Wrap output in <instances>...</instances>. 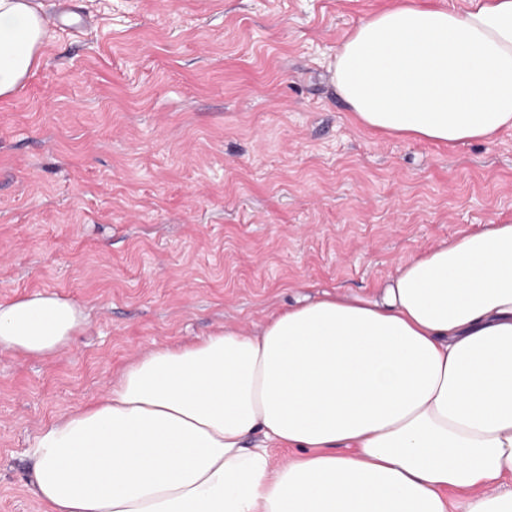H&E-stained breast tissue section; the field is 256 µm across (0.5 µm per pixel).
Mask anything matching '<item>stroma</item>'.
<instances>
[{
    "label": "stroma",
    "mask_w": 512,
    "mask_h": 512,
    "mask_svg": "<svg viewBox=\"0 0 512 512\" xmlns=\"http://www.w3.org/2000/svg\"><path fill=\"white\" fill-rule=\"evenodd\" d=\"M396 0H73L0 99V302L86 321L59 353L0 351V512L31 492L40 428L155 349L254 331L323 293L512 224V129L441 145L363 126L336 50Z\"/></svg>",
    "instance_id": "obj_1"
}]
</instances>
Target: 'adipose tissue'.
Returning <instances> with one entry per match:
<instances>
[{"mask_svg":"<svg viewBox=\"0 0 512 512\" xmlns=\"http://www.w3.org/2000/svg\"><path fill=\"white\" fill-rule=\"evenodd\" d=\"M48 38L32 0H0V97ZM334 80L383 134L512 129V0H400L342 43ZM84 320L54 294L0 304V350L53 354ZM271 442L296 457L273 464ZM31 458L49 512H512V224L408 259L380 299L326 293L158 348Z\"/></svg>","mask_w":512,"mask_h":512,"instance_id":"adipose-tissue-1","label":"adipose tissue"}]
</instances>
